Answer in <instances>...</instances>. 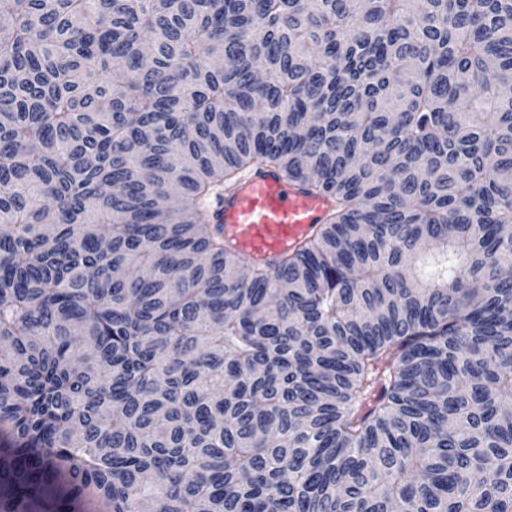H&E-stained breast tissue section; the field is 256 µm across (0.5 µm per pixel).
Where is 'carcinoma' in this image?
Segmentation results:
<instances>
[{
    "label": "carcinoma",
    "instance_id": "carcinoma-1",
    "mask_svg": "<svg viewBox=\"0 0 512 512\" xmlns=\"http://www.w3.org/2000/svg\"><path fill=\"white\" fill-rule=\"evenodd\" d=\"M0 186V512H512V0H0ZM328 201L266 170L246 177L209 212L224 237L251 262L268 264L300 246L320 224Z\"/></svg>",
    "mask_w": 512,
    "mask_h": 512
}]
</instances>
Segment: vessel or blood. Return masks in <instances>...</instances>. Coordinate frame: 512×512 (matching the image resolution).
<instances>
[{"label": "vessel or blood", "instance_id": "b4317fda", "mask_svg": "<svg viewBox=\"0 0 512 512\" xmlns=\"http://www.w3.org/2000/svg\"><path fill=\"white\" fill-rule=\"evenodd\" d=\"M327 209L326 199L267 170L246 177L224 195L211 208L209 220L223 225L226 239L251 262L268 264L300 246Z\"/></svg>", "mask_w": 512, "mask_h": 512}]
</instances>
